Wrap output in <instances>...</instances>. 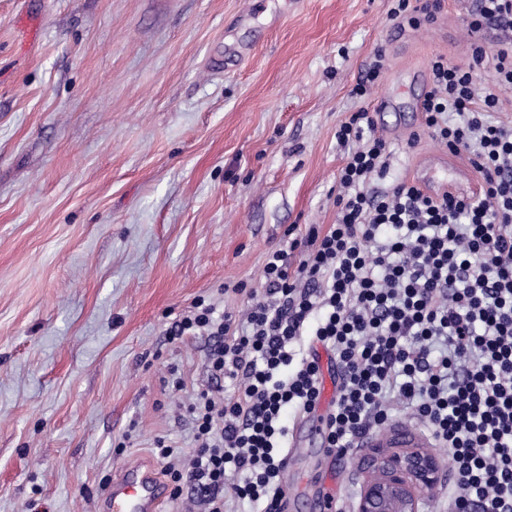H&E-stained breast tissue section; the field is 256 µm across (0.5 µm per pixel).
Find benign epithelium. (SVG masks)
<instances>
[{"instance_id": "1", "label": "benign epithelium", "mask_w": 512, "mask_h": 512, "mask_svg": "<svg viewBox=\"0 0 512 512\" xmlns=\"http://www.w3.org/2000/svg\"><path fill=\"white\" fill-rule=\"evenodd\" d=\"M357 468L355 512H421L450 463L435 448H372Z\"/></svg>"}]
</instances>
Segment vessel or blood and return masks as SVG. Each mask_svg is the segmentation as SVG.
Listing matches in <instances>:
<instances>
[{"instance_id":"obj_1","label":"vessel or blood","mask_w":512,"mask_h":512,"mask_svg":"<svg viewBox=\"0 0 512 512\" xmlns=\"http://www.w3.org/2000/svg\"><path fill=\"white\" fill-rule=\"evenodd\" d=\"M365 443L371 447L427 448L432 441L429 435L392 426L368 434ZM166 495L167 490L153 465L131 462L124 465L104 489L102 502L106 512H160Z\"/></svg>"}]
</instances>
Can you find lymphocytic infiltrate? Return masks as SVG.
<instances>
[{"mask_svg":"<svg viewBox=\"0 0 512 512\" xmlns=\"http://www.w3.org/2000/svg\"><path fill=\"white\" fill-rule=\"evenodd\" d=\"M470 17L496 38L468 69L434 56L423 108L432 136L467 154L478 197L435 199L389 178L371 113H351L336 131L335 224L267 252L241 323L201 300L173 326L207 340L217 382L187 408L195 453L172 473L173 498L188 488L203 512L235 500L283 512L284 415L316 411L320 345L340 380L327 447H358L406 411L448 451V512H512V121L496 118L500 89H512V0H474ZM485 64L494 75L479 90L473 70Z\"/></svg>","mask_w":512,"mask_h":512,"instance_id":"obj_1","label":"lymphocytic infiltrate"}]
</instances>
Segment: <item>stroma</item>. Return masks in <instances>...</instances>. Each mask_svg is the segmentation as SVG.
<instances>
[{
	"label": "stroma",
	"instance_id": "1",
	"mask_svg": "<svg viewBox=\"0 0 512 512\" xmlns=\"http://www.w3.org/2000/svg\"><path fill=\"white\" fill-rule=\"evenodd\" d=\"M439 4L414 29L393 0H0V512H100L124 464L166 471L160 437L192 457L185 407L214 381L171 328L201 297L239 321L288 230L335 223L350 112L394 101L393 178L478 182L424 126L429 59L468 67L484 39L472 0ZM287 425L293 512L328 471L353 512L356 451ZM384 62L385 58L382 49H377L374 52V60L369 64L364 76L359 80L356 88L354 89L356 95H366L368 87L373 85L382 73V70L384 69Z\"/></svg>",
	"mask_w": 512,
	"mask_h": 512
}]
</instances>
